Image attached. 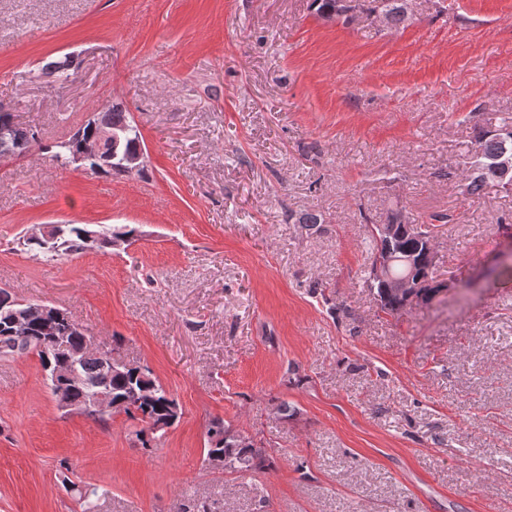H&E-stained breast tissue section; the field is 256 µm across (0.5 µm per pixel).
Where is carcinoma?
I'll return each instance as SVG.
<instances>
[{"instance_id":"cac0c4a2","label":"carcinoma","mask_w":512,"mask_h":512,"mask_svg":"<svg viewBox=\"0 0 512 512\" xmlns=\"http://www.w3.org/2000/svg\"><path fill=\"white\" fill-rule=\"evenodd\" d=\"M381 10L389 15L393 27L407 22V17L400 0H378ZM48 74L56 75L62 81H69L73 76L69 58L52 61L43 68ZM108 119L112 128L121 136L117 153L139 152L142 150V136L138 126L120 105L109 107ZM475 139L481 143L484 154L496 158L504 152L512 154V140L505 141L512 129V116L502 120L495 130L491 131L480 124H474ZM15 137L28 143L29 151L34 153L42 150H53L52 158L66 164L67 155L74 147L69 140H62L52 146L42 143L39 133L32 129L16 125ZM495 185L492 171L468 173L464 178L465 195L474 198L482 195L484 190ZM448 223V215L435 214L430 221L423 223L424 233L404 234L399 246L416 259L420 256L424 236L431 232L433 223ZM90 226L87 224H62L58 228L59 236L49 247L44 245L43 237L36 233L22 240L26 251H35L47 259H57L72 254L85 252V239ZM99 236L97 248H114L132 240L137 236V229L127 224L101 226L95 229ZM368 286L376 291L383 312L393 315L403 309L401 301L386 293L382 283L374 275V264L368 266ZM18 298L6 288H0V342L13 340L18 343V351H6L3 356L26 354L36 351L42 366L52 363L51 371L59 372L58 383L52 389L56 397L66 398L74 407L90 399L95 393L102 391L112 398L113 409L98 418L107 422L116 414H124L129 419L141 424L136 431V440L143 448L152 447L158 439L155 425L164 420L166 426H173L178 417L171 414V405L176 403L172 394L154 377L147 366L131 363L125 366H112L108 355L119 350V347L106 342L95 347L90 345L91 339L78 332L75 321L66 310L46 304L41 309L29 311L23 324L18 326L12 313L17 310ZM138 394L136 406L129 407L128 401L133 394ZM241 433L224 425V421H212L207 430V448L205 460L220 458L225 461L224 470L229 472L263 471L272 466L270 455L266 449L248 441L240 440ZM105 491L95 485H88L78 490V502L81 512H98L99 500Z\"/></svg>"}]
</instances>
